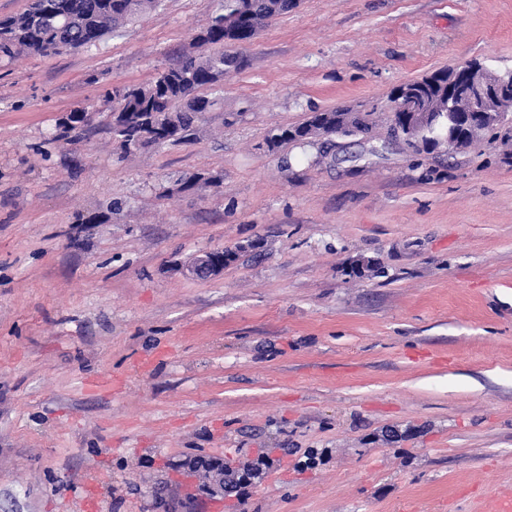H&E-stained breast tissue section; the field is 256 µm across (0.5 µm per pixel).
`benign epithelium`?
<instances>
[{
    "label": "benign epithelium",
    "instance_id": "7a95c632",
    "mask_svg": "<svg viewBox=\"0 0 512 512\" xmlns=\"http://www.w3.org/2000/svg\"><path fill=\"white\" fill-rule=\"evenodd\" d=\"M452 71L464 84L447 83L440 102L431 101L409 87L397 93L395 106L401 117L400 123H389L391 135L406 138L419 128L436 123L443 113L448 115V126L435 141L440 148L461 152L459 126L486 128L512 122V114L500 108L501 99L512 95L511 71L503 74L479 60L468 61ZM225 264L223 250L212 249L193 256L180 270L191 278L206 280L223 274Z\"/></svg>",
    "mask_w": 512,
    "mask_h": 512
}]
</instances>
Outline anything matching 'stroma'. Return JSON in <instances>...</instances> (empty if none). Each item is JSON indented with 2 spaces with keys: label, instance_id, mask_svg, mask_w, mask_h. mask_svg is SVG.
<instances>
[{
  "label": "stroma",
  "instance_id": "stroma-1",
  "mask_svg": "<svg viewBox=\"0 0 512 512\" xmlns=\"http://www.w3.org/2000/svg\"><path fill=\"white\" fill-rule=\"evenodd\" d=\"M220 4L0 58V512H490L512 493V163L412 154L383 106L473 59L512 70V0H299L191 141L120 156L113 87ZM336 107L374 111L373 137L268 151ZM221 248V276L176 268ZM261 454L243 500L186 466Z\"/></svg>",
  "mask_w": 512,
  "mask_h": 512
}]
</instances>
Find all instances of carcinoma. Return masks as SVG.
Wrapping results in <instances>:
<instances>
[{
	"label": "carcinoma",
	"instance_id": "obj_1",
	"mask_svg": "<svg viewBox=\"0 0 512 512\" xmlns=\"http://www.w3.org/2000/svg\"><path fill=\"white\" fill-rule=\"evenodd\" d=\"M159 0H34L25 11L4 18L0 31V56L18 50L52 54L64 49L96 46L111 31L157 7ZM297 7V0H222L221 12L195 37L209 46L205 56L184 55L182 61L141 86L117 88L112 122L121 126L120 148L129 153L161 141L188 140L195 123L215 105L204 91L224 80L230 69H239L242 58L224 46L250 42L272 19ZM349 111L334 108L312 112L301 123L281 127L266 138L269 150L288 143H305L311 127L336 133V118Z\"/></svg>",
	"mask_w": 512,
	"mask_h": 512
}]
</instances>
